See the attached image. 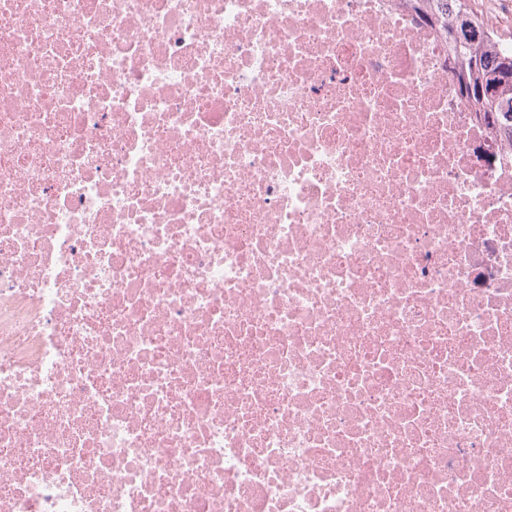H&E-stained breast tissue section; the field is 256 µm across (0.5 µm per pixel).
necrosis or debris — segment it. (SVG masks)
I'll use <instances>...</instances> for the list:
<instances>
[{
  "label": "necrosis or debris",
  "instance_id": "1",
  "mask_svg": "<svg viewBox=\"0 0 512 512\" xmlns=\"http://www.w3.org/2000/svg\"><path fill=\"white\" fill-rule=\"evenodd\" d=\"M405 0H0V512H512V123Z\"/></svg>",
  "mask_w": 512,
  "mask_h": 512
}]
</instances>
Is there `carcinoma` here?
<instances>
[{
  "label": "carcinoma",
  "mask_w": 512,
  "mask_h": 512,
  "mask_svg": "<svg viewBox=\"0 0 512 512\" xmlns=\"http://www.w3.org/2000/svg\"><path fill=\"white\" fill-rule=\"evenodd\" d=\"M472 0H408L412 11L432 19L448 38L453 72L461 97L486 121L508 123L502 101L512 100V48L498 47L499 38L471 6Z\"/></svg>",
  "instance_id": "carcinoma-1"
}]
</instances>
